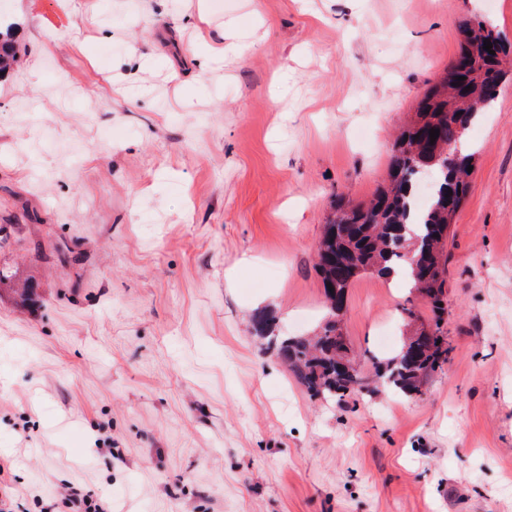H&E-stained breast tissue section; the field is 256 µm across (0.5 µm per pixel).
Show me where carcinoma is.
Instances as JSON below:
<instances>
[{
  "instance_id": "cac0c4a2",
  "label": "carcinoma",
  "mask_w": 512,
  "mask_h": 512,
  "mask_svg": "<svg viewBox=\"0 0 512 512\" xmlns=\"http://www.w3.org/2000/svg\"><path fill=\"white\" fill-rule=\"evenodd\" d=\"M458 58L441 82L424 95L413 124L402 129L392 144L389 183L367 206L349 207L337 201L327 224L339 233L324 231L317 246L316 270L322 280L326 316L312 337L273 335L274 318L257 317L262 338L311 397L343 398L368 388L360 372L345 376L337 369L353 363L348 345L336 341V307L346 303L349 289L366 273L385 275L392 266L406 269L412 290L425 294L435 315L434 327L422 339L403 344L378 366L377 376L393 391L411 394L426 374L448 361V342L440 324L446 313L445 244L453 218L470 189V154L444 157L482 113L490 112L505 77L509 51L500 36L481 21L463 24ZM497 45L495 54L483 49L485 40ZM439 130L430 141V130ZM431 194L424 206L416 204V189L425 174ZM334 291H329V288Z\"/></svg>"
}]
</instances>
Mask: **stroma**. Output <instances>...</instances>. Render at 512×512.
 <instances>
[{
	"label": "stroma",
	"instance_id": "obj_1",
	"mask_svg": "<svg viewBox=\"0 0 512 512\" xmlns=\"http://www.w3.org/2000/svg\"><path fill=\"white\" fill-rule=\"evenodd\" d=\"M0 0V462L9 512H512V74L471 126L447 243L448 362L407 397L315 401L258 337L323 319L332 202L512 0ZM235 45L237 56L222 55ZM412 307L406 318L404 307ZM428 301L368 274L363 370ZM73 504L77 512H112V502L103 493L87 491L84 494L73 493Z\"/></svg>",
	"mask_w": 512,
	"mask_h": 512
}]
</instances>
